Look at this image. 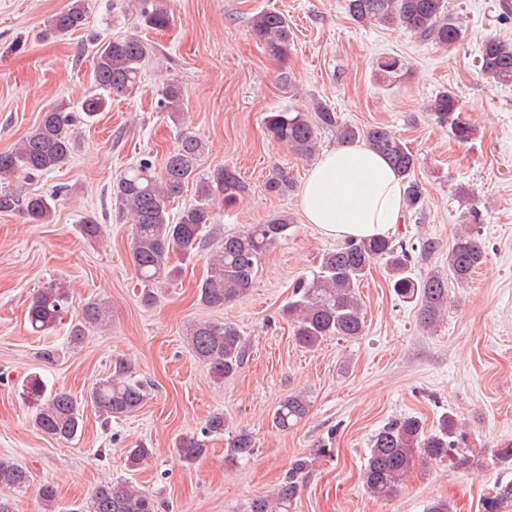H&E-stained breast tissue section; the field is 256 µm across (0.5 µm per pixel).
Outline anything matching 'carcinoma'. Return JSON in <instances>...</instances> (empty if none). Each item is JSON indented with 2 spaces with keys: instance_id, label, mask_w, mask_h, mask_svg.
Listing matches in <instances>:
<instances>
[{
  "instance_id": "cac0c4a2",
  "label": "carcinoma",
  "mask_w": 512,
  "mask_h": 512,
  "mask_svg": "<svg viewBox=\"0 0 512 512\" xmlns=\"http://www.w3.org/2000/svg\"><path fill=\"white\" fill-rule=\"evenodd\" d=\"M142 24L163 30L170 24L167 0H144ZM88 0H69L61 11L45 24L46 31L66 36L81 29L86 19ZM345 10L360 24H379L400 28L423 41L452 48L462 37L461 24L448 12L445 0H345ZM253 37L262 43L273 60L288 58L291 32L286 18L275 11H260L252 19ZM153 54V46L141 37L120 35L96 47L93 55V90L81 102V112L89 120L103 111L112 94L130 91ZM480 69L484 75L501 83H512V42L487 40L480 50ZM383 78H397L403 68L401 60L382 57L376 62ZM157 108L173 123L183 115V90L169 82L163 87ZM429 111L440 127L460 143L476 136V128L462 116L457 95L451 90L437 94ZM73 112L65 107L44 113L34 130L16 147L0 152V212L18 208L27 219L46 224L55 211L61 192L49 196H32L20 200L6 181L20 172L39 175L55 171L70 161L73 150ZM265 134L284 144L296 155L309 159L318 145V135L329 130L336 133L339 144L363 142L381 154L405 186L406 210L420 214L424 210L425 190L415 176L418 158L395 132L385 126L359 128L344 123L327 104L316 102L308 111L280 110L264 118ZM204 153L202 141L190 132L179 135L176 144L161 166L149 158L137 161L121 173L112 184V195L122 212L130 214L132 236L130 261L141 287L140 302L145 307L157 301L161 284L175 280L182 267L170 265L172 255L182 261L192 260L203 247L207 227L213 220V200L220 196L224 205L239 202L250 192V185L231 166H221L199 176ZM197 188L194 203L171 218V203L180 197L189 183ZM292 181L282 171L270 178L267 189L283 194ZM466 224L453 237L448 248V272L433 271L424 277L413 274L412 253L430 254L436 249L431 241L408 246L402 241L380 237L352 240L322 253L318 271L299 281L284 314L293 325L295 340L304 347H315L328 339H353L363 335L365 316L359 296L361 282L372 264L385 262L389 283L397 296L419 306L421 322L431 328L445 314L449 284H463L486 262L479 233L473 226L480 223L481 213L473 208L465 216ZM291 218L274 213L260 224L227 234L209 258L206 275L198 282L200 302L219 308L243 297L254 286L258 265L288 235ZM80 232L91 242L104 237L102 225L88 218ZM72 309V293L63 279H55L36 293L28 307V322L33 332L47 335L63 322ZM106 306L96 300L85 302L71 323L70 338L80 341L86 332L106 325ZM188 336L192 353L210 370L213 379L222 381L241 369L246 339L230 322L201 321L193 324ZM23 394L34 400V425L47 437L70 442L83 429L82 404L64 389H50L37 374L28 376ZM149 395L147 385L132 376L125 360L113 361L110 374L92 386L90 401L108 417L126 416L143 406ZM311 400L305 393H294L279 403L273 414L281 430L300 424L310 411ZM228 435L225 458L236 463L253 454L255 439L246 429L230 431L224 414H211L200 431L186 432L175 441L179 459L191 465L206 452L208 439ZM152 455V449L139 445L126 450V461L136 467ZM447 461L457 469L491 466L512 469V442L493 448H475L471 432L453 414L443 416L438 427L427 431L415 416L396 419L375 432L369 455L362 470L363 486L374 498L391 496L418 465ZM312 458H296L288 474L274 491L251 499L244 512H294L301 483L310 472ZM33 482L32 473L16 461L0 457V487L23 492ZM38 496L46 512H159L158 501L150 493L131 485L100 483L76 509L60 506L57 488L44 483ZM512 507V484L498 488L483 500V512H506Z\"/></svg>"
}]
</instances>
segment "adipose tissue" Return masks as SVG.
Instances as JSON below:
<instances>
[{
    "label": "adipose tissue",
    "instance_id": "ef3b65f1",
    "mask_svg": "<svg viewBox=\"0 0 512 512\" xmlns=\"http://www.w3.org/2000/svg\"><path fill=\"white\" fill-rule=\"evenodd\" d=\"M307 223L324 237H383L405 213L403 186L383 157L361 145L325 152L300 192Z\"/></svg>",
    "mask_w": 512,
    "mask_h": 512
}]
</instances>
